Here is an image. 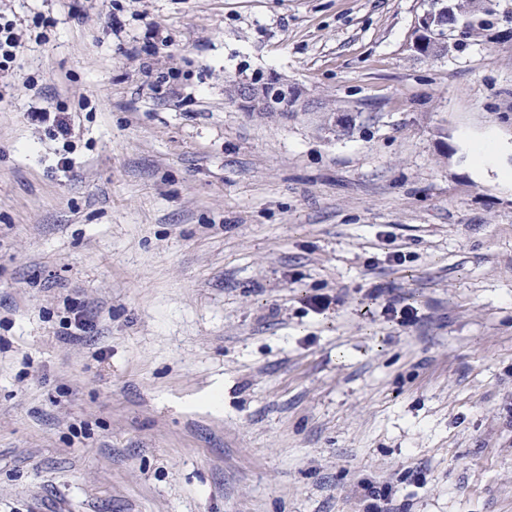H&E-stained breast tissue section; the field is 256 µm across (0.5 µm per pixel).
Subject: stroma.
<instances>
[{
	"instance_id": "stroma-1",
	"label": "stroma",
	"mask_w": 512,
	"mask_h": 512,
	"mask_svg": "<svg viewBox=\"0 0 512 512\" xmlns=\"http://www.w3.org/2000/svg\"><path fill=\"white\" fill-rule=\"evenodd\" d=\"M424 7L0 0V512H512V189L465 145L512 141V0L437 57ZM260 75L301 109L229 99ZM16 22L7 20L0 14V77L14 71L22 48L20 34L16 31ZM366 294L367 302L361 310L363 315L374 316L379 312L384 319L401 327L414 326L422 319L417 302L405 296L394 284L384 288H376Z\"/></svg>"
}]
</instances>
